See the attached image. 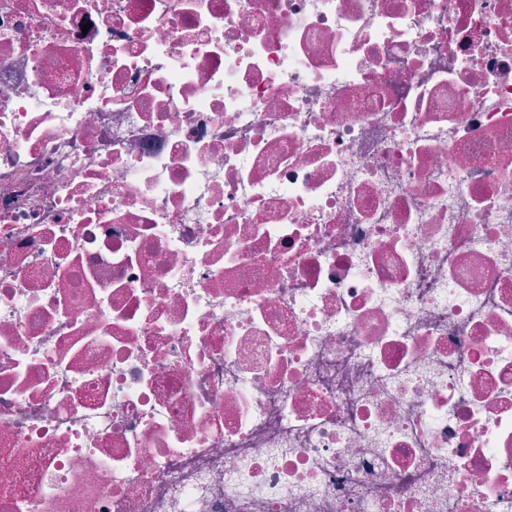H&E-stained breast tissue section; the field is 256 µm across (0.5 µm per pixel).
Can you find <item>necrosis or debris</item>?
<instances>
[{
	"instance_id": "obj_1",
	"label": "necrosis or debris",
	"mask_w": 512,
	"mask_h": 512,
	"mask_svg": "<svg viewBox=\"0 0 512 512\" xmlns=\"http://www.w3.org/2000/svg\"><path fill=\"white\" fill-rule=\"evenodd\" d=\"M0 512H512V0H0Z\"/></svg>"
}]
</instances>
